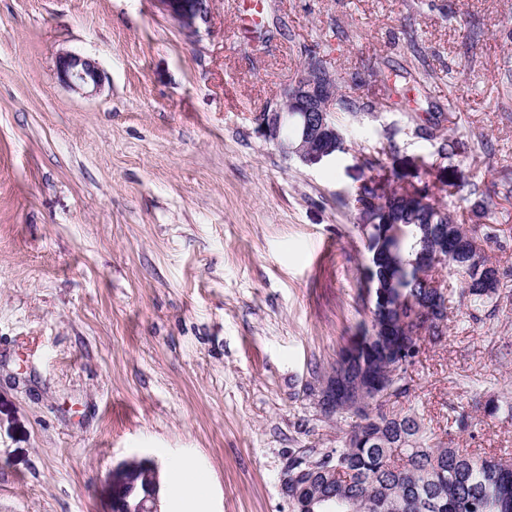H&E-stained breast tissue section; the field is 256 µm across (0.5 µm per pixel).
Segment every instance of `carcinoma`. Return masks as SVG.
Instances as JSON below:
<instances>
[{"mask_svg":"<svg viewBox=\"0 0 512 512\" xmlns=\"http://www.w3.org/2000/svg\"><path fill=\"white\" fill-rule=\"evenodd\" d=\"M374 107L362 97L340 96L338 112H365ZM413 134L433 136L439 118L428 113L426 123L410 116ZM472 148L468 140L449 136L441 140L436 154L451 161ZM395 132L386 134V144L363 165L373 175L355 190V228L366 237L369 265L375 285L389 299L374 301L370 318L399 330L398 336H372L365 327L341 351L352 354L347 372L349 394L363 403L361 422L336 443V470L321 469L302 475V484L325 497L314 504L316 512H512V461L486 452L445 447L435 442L424 415L412 408L390 418L384 412V396L406 397L411 392L408 369L425 342L445 335L447 315L439 311L429 319L422 309L436 289L418 275V254L432 238L441 239L436 254L459 277V299L468 317L480 321L496 309L500 281L483 279V268L493 265L484 245L494 239L491 228L466 226L455 221L448 209L437 203L425 208L408 199L428 195L414 185L396 191H381L377 176L386 170L385 160L397 152ZM482 406L480 395L471 405L452 408L451 427L460 433L477 425Z\"/></svg>","mask_w":512,"mask_h":512,"instance_id":"carcinoma-1","label":"carcinoma"}]
</instances>
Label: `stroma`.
I'll return each instance as SVG.
<instances>
[{
  "label": "stroma",
  "mask_w": 512,
  "mask_h": 512,
  "mask_svg": "<svg viewBox=\"0 0 512 512\" xmlns=\"http://www.w3.org/2000/svg\"><path fill=\"white\" fill-rule=\"evenodd\" d=\"M272 37L237 30L212 0L187 34L159 0H0V512H110L118 462L192 459L212 478L206 512H290L289 452L332 448L351 420L306 394L368 322L353 194L363 157L397 128L386 189L427 188L462 223L512 170V0H264ZM477 47L466 53V29ZM69 51L102 82L57 77ZM371 112L339 113L349 152L305 166L255 115L313 54ZM439 111L442 134L488 146L448 162L389 111L391 70ZM489 254L512 267V193L485 215ZM411 367L409 396L438 438L512 458V421L450 434L474 390L512 395V277L496 313L458 310ZM57 75L61 82L74 90H96L102 80L95 60L81 55L62 52L57 58Z\"/></svg>",
  "instance_id": "obj_1"
}]
</instances>
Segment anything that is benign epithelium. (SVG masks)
<instances>
[{
	"label": "benign epithelium",
	"mask_w": 512,
	"mask_h": 512,
	"mask_svg": "<svg viewBox=\"0 0 512 512\" xmlns=\"http://www.w3.org/2000/svg\"><path fill=\"white\" fill-rule=\"evenodd\" d=\"M164 9L189 33L211 17L210 0H159ZM57 75L74 90L97 89L102 80L96 61L62 52L57 58ZM339 96L336 75L310 58L305 70L285 84L280 99L256 115L260 134L288 158L304 165H314L347 150L346 139L330 122ZM295 118L293 132H288V118ZM311 395L321 413L343 411L355 416L358 405L347 399L342 376L331 371L317 380ZM326 454L301 455L285 462L280 473L283 496L295 502L299 491L294 468H315L326 463ZM111 512H161L163 485L159 467L148 457H133L112 467L105 480Z\"/></svg>",
	"instance_id": "obj_1"
}]
</instances>
